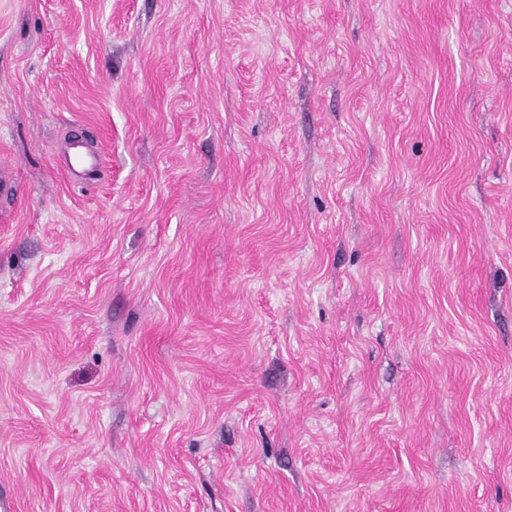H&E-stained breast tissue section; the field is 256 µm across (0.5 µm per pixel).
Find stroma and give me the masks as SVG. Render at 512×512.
Here are the masks:
<instances>
[{
  "instance_id": "1",
  "label": "stroma",
  "mask_w": 512,
  "mask_h": 512,
  "mask_svg": "<svg viewBox=\"0 0 512 512\" xmlns=\"http://www.w3.org/2000/svg\"><path fill=\"white\" fill-rule=\"evenodd\" d=\"M1 170L0 512H512V0H0Z\"/></svg>"
}]
</instances>
